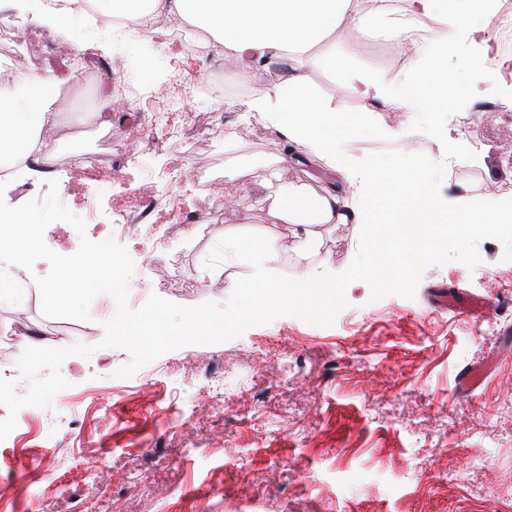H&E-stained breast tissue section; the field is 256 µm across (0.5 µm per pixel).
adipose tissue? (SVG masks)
Returning a JSON list of instances; mask_svg holds the SVG:
<instances>
[{
    "label": "adipose tissue",
    "mask_w": 512,
    "mask_h": 512,
    "mask_svg": "<svg viewBox=\"0 0 512 512\" xmlns=\"http://www.w3.org/2000/svg\"><path fill=\"white\" fill-rule=\"evenodd\" d=\"M102 11L115 15L138 12L148 4L156 16L176 17L206 33L224 49L231 67L225 77L240 83L262 82V91L243 101L246 121L275 128L290 143L308 147L332 172L341 173L347 189L330 185L319 195L280 183L276 163H269V179L279 187L271 197L268 215L273 223L290 225L295 237L315 243L319 224H359L355 205L363 195L377 211L386 213L393 227L373 249L367 272L379 274L386 265L408 254L424 260L437 236L453 235L465 247L463 229L475 224L512 238V206L480 204L459 193L447 179L437 177L431 157L402 148L398 160H378L366 174L356 176L349 147L363 133L393 136V129L372 125L377 108L426 117L447 111L449 105L475 94L486 79L472 61H461L468 81L448 70V50L459 35L473 27L482 9L476 0H95ZM14 12L21 24L47 26L66 36L73 51H81L76 34L83 11L60 13L41 0H0V11ZM429 33L423 40L405 35L401 18ZM386 23L395 42L412 59L404 71L391 75L353 70L350 52L337 48L338 32L365 29L368 19ZM343 77L362 103L358 112H339L317 93L308 78L311 67ZM54 77L19 79L0 74V160L18 165L25 177L49 176L52 158L40 151L45 134L58 123L53 110Z\"/></svg>",
    "instance_id": "ef3b65f1"
}]
</instances>
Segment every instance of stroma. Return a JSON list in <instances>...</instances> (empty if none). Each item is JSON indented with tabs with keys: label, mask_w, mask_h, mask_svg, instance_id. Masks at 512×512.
Wrapping results in <instances>:
<instances>
[{
	"label": "stroma",
	"mask_w": 512,
	"mask_h": 512,
	"mask_svg": "<svg viewBox=\"0 0 512 512\" xmlns=\"http://www.w3.org/2000/svg\"><path fill=\"white\" fill-rule=\"evenodd\" d=\"M80 31L86 48L76 54L46 28L29 27L0 64L57 77L56 137L81 145L86 128L98 130L112 177L100 181L59 154L50 179L7 187V204L57 184L94 241L106 239L113 210L137 216L141 197L175 204L173 222L154 234L135 225L119 238L135 263L133 309L153 294L181 305L226 304L231 293L205 261L227 234L279 237L276 270L294 278L348 268L359 225H320L311 248L271 223L266 162L284 158L283 182L313 194L333 175L310 149L243 122L237 98L210 85L224 68L222 48L196 54L168 34L120 31L97 15ZM339 45L352 47L368 72L410 63L379 35L348 30ZM464 58L489 75L477 94L432 122L376 113L375 122L407 136L353 142L357 172L407 144L446 164L449 181L470 195L512 201V0H492L458 39L449 70ZM309 76L337 111H359L342 77L316 67ZM105 96L126 106L108 124L87 116ZM176 158L181 168H173ZM229 169L247 172L233 196L220 180L195 183L198 171L219 177ZM158 236L164 248H156ZM477 252L472 269L458 261L427 267L414 298L374 302L368 284L356 281L330 326L282 316L222 343L180 347L129 377L117 374L128 353L100 345L102 323L116 311L111 296L93 301L91 320L48 318L32 280L48 262L30 271L9 266L24 295L0 302V377L25 391L16 363L29 345L83 342L95 351L67 358L69 388L52 408H22L0 441V512H512V351L502 345L512 330V261L495 238L481 240ZM458 292L485 298L486 312L445 305ZM483 364L482 383L462 390L459 374Z\"/></svg>",
	"instance_id": "1"
}]
</instances>
